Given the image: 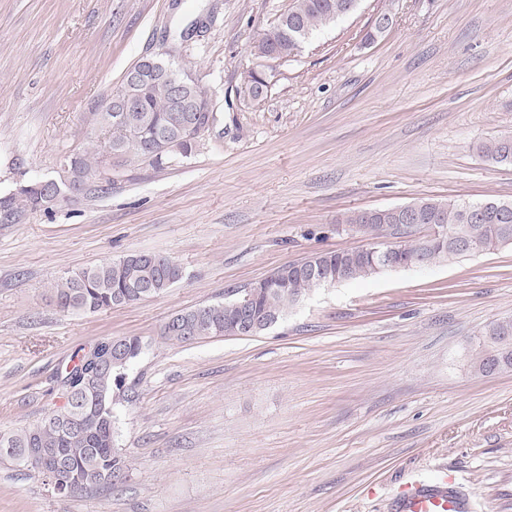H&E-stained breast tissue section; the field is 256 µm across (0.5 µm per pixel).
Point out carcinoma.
<instances>
[{"label": "carcinoma", "instance_id": "cac0c4a2", "mask_svg": "<svg viewBox=\"0 0 512 512\" xmlns=\"http://www.w3.org/2000/svg\"><path fill=\"white\" fill-rule=\"evenodd\" d=\"M357 6L358 0H294L276 25L258 35L252 54L270 61L291 57L300 51L299 43L352 14ZM170 102V82L159 79L145 89L142 111L130 113L128 120L117 122L111 112L92 113L94 124L105 133L102 151L72 157L68 167L61 169L42 192L7 194L5 215L0 219L16 223L28 211L49 209L44 192L53 188H81L91 169L107 156H117L122 164L140 158L154 166L193 156L203 139L182 135L181 113L169 111ZM479 152L493 163L512 164V138L483 143ZM412 205L435 215L437 224L448 225L449 233L469 242L472 248L452 246L446 235L428 234L413 240L411 236L421 225L399 224L384 209L377 210L369 221L365 212H353L341 223L352 231L369 235L371 242L366 247L315 253L279 267L270 274L266 291L253 300V309L275 322L288 304L312 288L387 272L372 251L376 245H388L394 267L404 269L512 244V202L476 203L486 209L485 217L479 221L465 218L467 203L421 199ZM182 278V268L171 258L134 253L68 275L54 288V298L63 312L94 313L156 297ZM237 314L233 300L181 311L176 317L188 326L189 336L170 335L163 327L161 337L173 344H190L225 336L235 330ZM481 336V349L471 357L473 374L492 375L490 364L498 358L512 364V317L491 322ZM121 340L125 350L118 361L83 374L75 365L66 373L64 384L77 388L74 401L36 424L16 432H0V459L22 466L30 451L39 450L48 460L60 464L59 473L80 492L105 484L114 489L121 487L106 481L114 471H130L126 457L114 448L115 410L124 400L125 370L147 347L139 336H123Z\"/></svg>", "mask_w": 512, "mask_h": 512}]
</instances>
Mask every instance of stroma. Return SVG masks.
<instances>
[{"mask_svg":"<svg viewBox=\"0 0 512 512\" xmlns=\"http://www.w3.org/2000/svg\"><path fill=\"white\" fill-rule=\"evenodd\" d=\"M294 0H0V195L55 175L102 137L91 120L142 56L196 71L217 120L191 158L135 160L0 224V430L60 402L75 355L139 336L115 446L120 490L57 496L0 460V512H399L447 480L467 512H512V370L472 374L512 315V245L314 289L257 336L174 345L171 315L316 252L360 248L342 219L420 199L512 202V0H359L264 99L239 96L250 45ZM392 27L364 43L378 14ZM151 252L180 282L68 314L74 271ZM478 150L487 161L496 164H512V138L483 143Z\"/></svg>","mask_w":512,"mask_h":512,"instance_id":"1","label":"stroma"}]
</instances>
